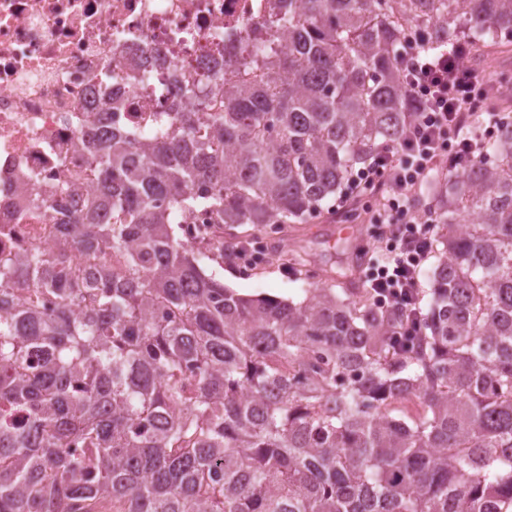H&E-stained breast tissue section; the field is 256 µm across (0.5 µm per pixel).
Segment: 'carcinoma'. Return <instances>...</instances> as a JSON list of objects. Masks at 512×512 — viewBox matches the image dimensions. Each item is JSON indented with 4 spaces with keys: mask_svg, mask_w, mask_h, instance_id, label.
Masks as SVG:
<instances>
[{
    "mask_svg": "<svg viewBox=\"0 0 512 512\" xmlns=\"http://www.w3.org/2000/svg\"><path fill=\"white\" fill-rule=\"evenodd\" d=\"M506 37L512 0H273L234 80L94 150L95 199L56 221L112 268L0 254V512H512V120L412 199L439 226L414 336L367 288L232 293L204 269L230 247L177 223L317 215L414 124L404 42ZM211 223V215L202 210L183 217L181 220L183 240L188 243L194 242L199 232L204 229L206 224Z\"/></svg>",
    "mask_w": 512,
    "mask_h": 512,
    "instance_id": "carcinoma-1",
    "label": "carcinoma"
}]
</instances>
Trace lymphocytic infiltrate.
<instances>
[{
    "label": "lymphocytic infiltrate",
    "mask_w": 512,
    "mask_h": 512,
    "mask_svg": "<svg viewBox=\"0 0 512 512\" xmlns=\"http://www.w3.org/2000/svg\"><path fill=\"white\" fill-rule=\"evenodd\" d=\"M471 49L463 42L423 59L417 48L402 55L401 87L417 114L416 126L402 144L382 150L353 177L348 195L339 199L347 207L351 195L374 189L383 206L372 217L382 225L379 235L386 257L375 262L365 280L378 303L403 308L400 335H415L419 328L420 272L431 255L434 226L419 217L412 196L435 172H456L480 154L470 119L478 100L487 95L485 72L471 63Z\"/></svg>",
    "instance_id": "f902f5d3"
}]
</instances>
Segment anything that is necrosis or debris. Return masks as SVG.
Instances as JSON below:
<instances>
[{
  "instance_id": "necrosis-or-debris-1",
  "label": "necrosis or debris",
  "mask_w": 512,
  "mask_h": 512,
  "mask_svg": "<svg viewBox=\"0 0 512 512\" xmlns=\"http://www.w3.org/2000/svg\"><path fill=\"white\" fill-rule=\"evenodd\" d=\"M270 0H0V254L62 243L47 201L96 192L90 134L189 111Z\"/></svg>"
}]
</instances>
